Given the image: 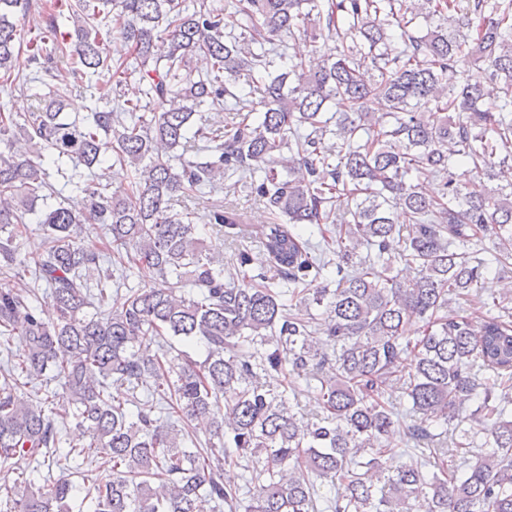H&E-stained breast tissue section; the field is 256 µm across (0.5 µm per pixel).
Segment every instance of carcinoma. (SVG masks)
Returning <instances> with one entry per match:
<instances>
[{
  "label": "carcinoma",
  "instance_id": "obj_1",
  "mask_svg": "<svg viewBox=\"0 0 512 512\" xmlns=\"http://www.w3.org/2000/svg\"><path fill=\"white\" fill-rule=\"evenodd\" d=\"M32 8L43 24L23 43L13 16ZM434 16L425 34L410 32ZM104 29L119 56L103 48ZM297 33L314 44L311 55L276 43ZM21 48L32 76L13 72ZM197 56L206 70L196 75ZM452 68L461 81L450 88ZM39 73L49 79L39 107H0V338H22L0 373V462L50 470L80 457L105 475L38 485L22 471L0 484L9 512H235L238 491L223 470L243 461L253 484L247 512H313V475L345 482L330 512H411L418 496L427 512H512V312L474 293L486 262L454 247L493 236L496 262L512 259V185L475 196L452 172L462 163L491 178L496 162L512 160V0H237L229 14L221 0H0V81L23 93ZM108 73L97 87L107 107L88 122L70 118L68 93ZM242 77L259 100L238 91ZM226 107L240 120L192 123L196 112ZM426 108L431 124L418 118ZM197 141L210 151L204 160L187 157ZM109 161L134 169L128 193L109 194L103 173L74 180L80 167ZM54 174L83 195L80 209L58 200ZM226 174L273 216L261 232L269 276L253 273L246 249L225 270L222 252L199 237L200 224L239 234L232 207L205 216L175 208ZM420 176L441 179L443 191L423 194L412 183ZM344 201L347 223L335 218ZM28 215L45 247L23 258ZM83 222L104 226L105 250L78 239ZM300 224L325 249L336 246V271L356 258L359 268L334 289L320 283L327 262ZM363 246L415 278L374 271L358 257ZM129 271L144 286L112 295ZM39 282L53 319L33 304ZM465 297L484 317L479 330L470 314L448 313ZM164 336L201 345L203 360L144 353ZM288 365L319 368L318 420L261 382ZM47 374L63 381L66 404L47 388L25 395L24 381ZM164 374L166 384L136 397L146 376ZM397 389L418 416L404 427L389 401ZM478 398L469 428L460 427ZM158 404L209 422L219 444L189 448V431L155 415ZM69 422L87 440L62 451ZM400 433L429 453L409 452L388 476Z\"/></svg>",
  "mask_w": 512,
  "mask_h": 512
}]
</instances>
